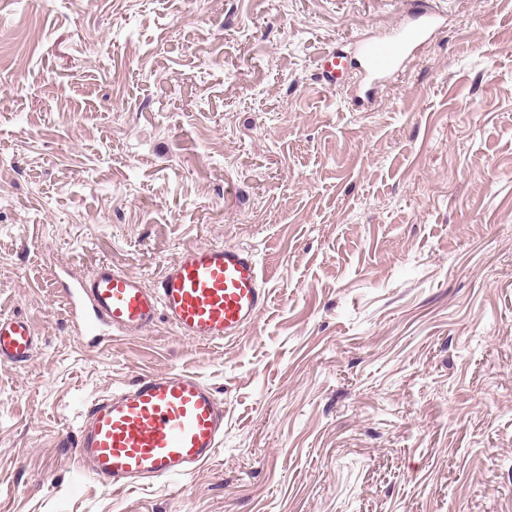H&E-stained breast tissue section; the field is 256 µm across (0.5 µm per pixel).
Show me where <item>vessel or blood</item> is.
<instances>
[{"label": "vessel or blood", "instance_id": "obj_1", "mask_svg": "<svg viewBox=\"0 0 512 512\" xmlns=\"http://www.w3.org/2000/svg\"><path fill=\"white\" fill-rule=\"evenodd\" d=\"M413 2L383 37L358 42V84L389 81L439 31L441 13ZM321 70L331 86L345 77L348 63L331 50L322 56ZM63 288L81 335L96 345L143 335L161 319L187 339H230L253 326L269 301L254 255L224 245L183 251L152 288L109 266L85 278H64ZM36 346L27 321L0 313V364L27 363ZM223 435L224 409L212 388L195 376L166 371L94 401L75 446L81 471L118 492L194 473L216 455Z\"/></svg>", "mask_w": 512, "mask_h": 512}]
</instances>
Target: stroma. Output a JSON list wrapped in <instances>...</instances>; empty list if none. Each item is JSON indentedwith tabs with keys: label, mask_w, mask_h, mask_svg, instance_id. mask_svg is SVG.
<instances>
[{
	"label": "stroma",
	"mask_w": 512,
	"mask_h": 512,
	"mask_svg": "<svg viewBox=\"0 0 512 512\" xmlns=\"http://www.w3.org/2000/svg\"><path fill=\"white\" fill-rule=\"evenodd\" d=\"M445 25L364 108L319 78L409 0H0V512H512V0ZM252 251L269 303L224 342L98 346L54 283L154 285ZM200 377L224 441L120 493L77 471L88 404ZM37 342L27 321L15 314L0 313V364L27 363Z\"/></svg>",
	"instance_id": "1"
}]
</instances>
